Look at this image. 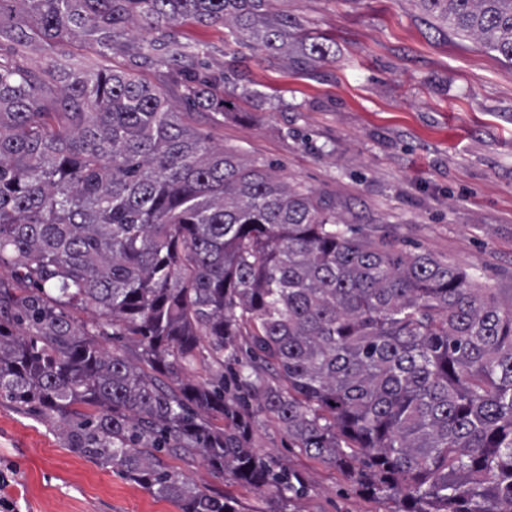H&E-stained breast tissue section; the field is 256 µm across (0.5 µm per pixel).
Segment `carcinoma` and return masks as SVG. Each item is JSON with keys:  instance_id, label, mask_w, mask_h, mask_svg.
Segmentation results:
<instances>
[{"instance_id": "obj_1", "label": "carcinoma", "mask_w": 512, "mask_h": 512, "mask_svg": "<svg viewBox=\"0 0 512 512\" xmlns=\"http://www.w3.org/2000/svg\"><path fill=\"white\" fill-rule=\"evenodd\" d=\"M18 2L27 24L0 25V44L80 37L105 56L134 21L189 19L268 61L296 46L299 66L333 55L280 0ZM419 4L512 62V0ZM200 54L171 35L130 52L137 68L187 73L182 101L222 114L225 76L197 71ZM8 255L23 287L0 280V398L63 417L71 447L181 512L238 509L161 466L163 451L304 494L251 447L248 399L395 512H512V291L341 226L331 201L193 132L135 74L46 76L0 57ZM72 307L99 322L75 324ZM120 339L136 358L103 345ZM199 360L214 380L187 376Z\"/></svg>"}]
</instances>
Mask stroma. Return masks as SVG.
<instances>
[{"mask_svg": "<svg viewBox=\"0 0 512 512\" xmlns=\"http://www.w3.org/2000/svg\"><path fill=\"white\" fill-rule=\"evenodd\" d=\"M312 36L334 39L328 60L297 67L255 57L223 26L167 24L199 46L202 69L227 54L247 76L223 114L192 111L196 132L269 168L278 180L334 202L340 223L395 248L460 267L489 288L512 289V68L474 40L437 27L417 0H285ZM33 70L52 64L125 70L75 41L0 47ZM261 98L249 97V90ZM258 452L304 480L303 496L260 492L214 474L196 455L162 454L198 489L236 500L239 512H393L388 497L295 447L272 415H253ZM62 418L0 400V497L22 512H180L123 474L69 447Z\"/></svg>", "mask_w": 512, "mask_h": 512, "instance_id": "35a3bbf8", "label": "stroma"}]
</instances>
